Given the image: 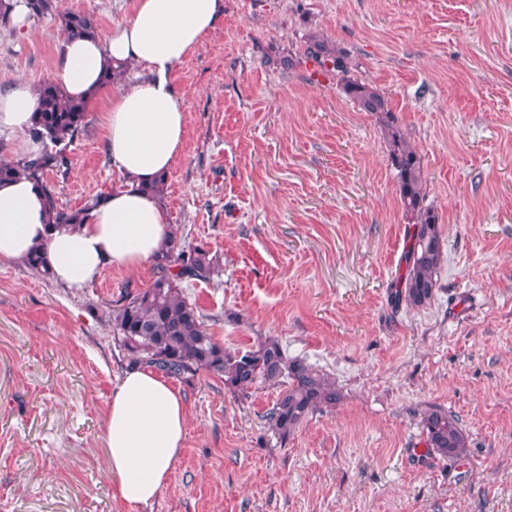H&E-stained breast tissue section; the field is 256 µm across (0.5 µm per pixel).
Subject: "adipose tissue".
<instances>
[{
    "label": "adipose tissue",
    "instance_id": "1",
    "mask_svg": "<svg viewBox=\"0 0 512 512\" xmlns=\"http://www.w3.org/2000/svg\"><path fill=\"white\" fill-rule=\"evenodd\" d=\"M224 0H136L131 18L102 35L65 39L53 80L74 98L100 97L109 64L143 67L144 76L109 100L105 148L124 177L81 224L50 228L43 189L27 178L0 183V258L23 260L48 248L53 276L83 289L106 268L134 270L166 251L172 237L163 202L146 185L168 174L180 154L186 115L168 83L173 66L216 30ZM37 93L17 82L0 93V130L31 125ZM181 392L148 368L126 371L105 425L114 493L135 508L167 483L185 438Z\"/></svg>",
    "mask_w": 512,
    "mask_h": 512
}]
</instances>
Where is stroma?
Listing matches in <instances>:
<instances>
[{"mask_svg":"<svg viewBox=\"0 0 512 512\" xmlns=\"http://www.w3.org/2000/svg\"><path fill=\"white\" fill-rule=\"evenodd\" d=\"M135 0H60L101 31ZM58 16L0 28V92L51 79ZM327 39L350 78L391 103L345 97L307 54ZM186 114L164 205L174 237L220 260L183 282L226 348L278 340L326 371L340 398L287 441L246 394L200 371L171 384L186 434L154 501L113 493L105 422L128 360L109 314L154 265L106 269L74 291L0 259V512H512V0H224V20L173 67ZM421 158L443 259L431 304L394 305L412 219L384 127ZM105 109L46 173L76 210L119 187ZM451 411L460 461L426 452L421 414Z\"/></svg>","mask_w":512,"mask_h":512,"instance_id":"stroma-1","label":"stroma"}]
</instances>
